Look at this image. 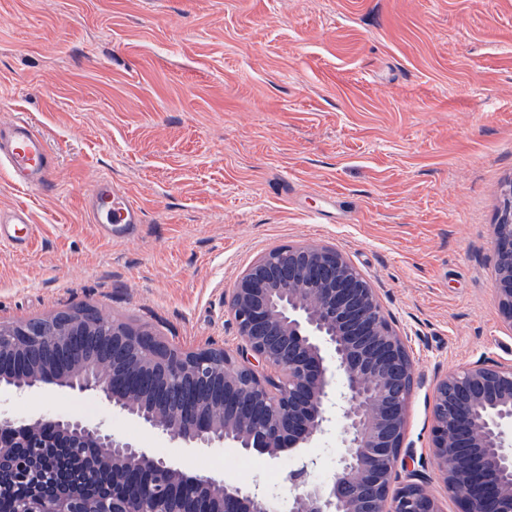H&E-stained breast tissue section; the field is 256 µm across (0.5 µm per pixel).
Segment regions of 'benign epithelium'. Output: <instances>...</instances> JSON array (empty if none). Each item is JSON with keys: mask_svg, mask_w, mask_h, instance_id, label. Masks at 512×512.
Segmentation results:
<instances>
[{"mask_svg": "<svg viewBox=\"0 0 512 512\" xmlns=\"http://www.w3.org/2000/svg\"><path fill=\"white\" fill-rule=\"evenodd\" d=\"M495 234L499 313L512 326V182ZM243 345L180 349L93 307L0 325V385L102 396L187 448L229 444L275 460L344 424L331 478L289 474L288 512H440L402 453L414 366L374 288L339 250L281 245L255 261L227 300ZM63 362L60 375L43 367ZM272 370L273 378L266 375ZM431 456L462 512H512V364L470 366L435 387ZM25 447V458L10 449ZM99 449L112 495L50 491L44 448ZM482 452L466 463L470 449ZM400 486L393 487L399 475ZM28 484L17 512H278L259 484L188 476L102 423L0 409V485Z\"/></svg>", "mask_w": 512, "mask_h": 512, "instance_id": "7a95c632", "label": "benign epithelium"}]
</instances>
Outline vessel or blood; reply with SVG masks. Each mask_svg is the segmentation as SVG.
<instances>
[{
  "label": "vessel or blood",
  "mask_w": 512,
  "mask_h": 512,
  "mask_svg": "<svg viewBox=\"0 0 512 512\" xmlns=\"http://www.w3.org/2000/svg\"><path fill=\"white\" fill-rule=\"evenodd\" d=\"M52 163L46 138L28 119L0 125V164L8 167L15 184L29 189L46 186ZM86 208L91 221L106 231L113 224H137L142 218L140 208L107 178L96 182ZM29 221L24 209L0 210V242L20 244L16 227Z\"/></svg>",
  "instance_id": "1"
}]
</instances>
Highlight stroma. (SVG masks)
<instances>
[{
    "instance_id": "stroma-1",
    "label": "stroma",
    "mask_w": 512,
    "mask_h": 512,
    "mask_svg": "<svg viewBox=\"0 0 512 512\" xmlns=\"http://www.w3.org/2000/svg\"><path fill=\"white\" fill-rule=\"evenodd\" d=\"M23 115L55 156L50 185L0 167V323L98 306L170 345L235 349L224 303L279 245L341 250L375 289L416 370L404 448L431 476L437 377L512 362L493 286L494 226L512 183V0H0V121ZM142 211L103 236L94 182ZM0 408L108 425L190 474L267 483L314 460L180 447L90 393L0 391ZM442 512L460 501L428 486ZM16 224H27L26 237L16 235ZM31 228L30 216L24 209L16 208L8 212L0 210V242L8 241L17 246L29 239Z\"/></svg>"
}]
</instances>
